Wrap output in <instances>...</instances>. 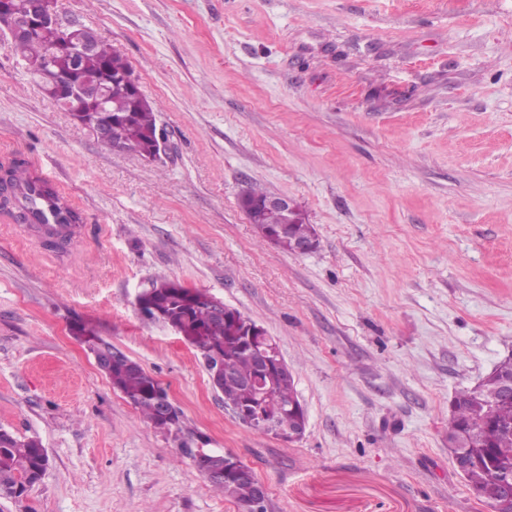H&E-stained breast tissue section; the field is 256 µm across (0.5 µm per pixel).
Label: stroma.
Wrapping results in <instances>:
<instances>
[{"instance_id": "35a3bbf8", "label": "stroma", "mask_w": 512, "mask_h": 512, "mask_svg": "<svg viewBox=\"0 0 512 512\" xmlns=\"http://www.w3.org/2000/svg\"><path fill=\"white\" fill-rule=\"evenodd\" d=\"M129 62L169 150L110 151L0 37V162L79 203L62 250L0 213V429L49 465L0 512H244L181 442L250 466L267 512H493L455 471L448 408L512 355V0H60ZM292 198L319 245L239 206ZM262 326L307 415L248 430L201 354L144 317L155 280ZM85 323L180 410L162 433L71 334ZM246 193L255 200H261L270 194L266 189L256 185L250 187L247 192L240 196L239 204L241 199L246 196ZM240 207L247 214L250 224H254L252 218L255 212L263 209H275L263 210L257 213L256 221L258 224H254V227L261 241L267 243L264 232L270 231L279 235L278 248L284 252L292 253L294 240H302L294 244L295 254H305L317 248V239L311 238L315 237L313 225L306 224L303 219L297 220L298 223L294 224V215L300 209L298 205L287 196L269 195L262 201L257 202L254 206ZM279 211L285 216L288 224H284V217Z\"/></svg>"}]
</instances>
